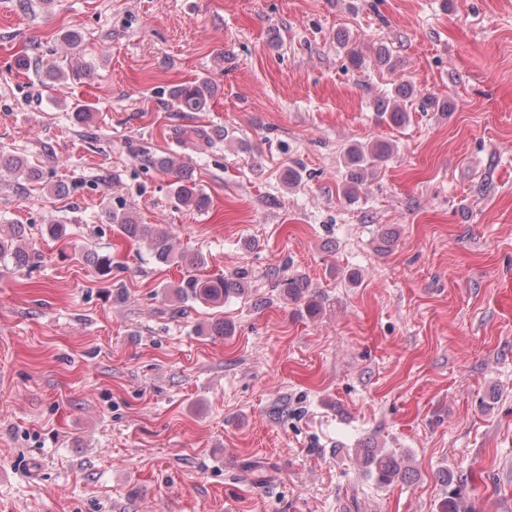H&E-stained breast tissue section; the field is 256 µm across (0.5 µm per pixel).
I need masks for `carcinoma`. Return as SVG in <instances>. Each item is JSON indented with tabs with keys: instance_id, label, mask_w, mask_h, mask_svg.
I'll use <instances>...</instances> for the list:
<instances>
[{
	"instance_id": "cac0c4a2",
	"label": "carcinoma",
	"mask_w": 512,
	"mask_h": 512,
	"mask_svg": "<svg viewBox=\"0 0 512 512\" xmlns=\"http://www.w3.org/2000/svg\"><path fill=\"white\" fill-rule=\"evenodd\" d=\"M374 63L391 72L396 71L398 61L390 51L380 46L376 49ZM170 96L177 101L186 112H201L211 97V85L206 80H199L190 86L179 85L170 91ZM415 98L422 110L427 111L436 106L433 97L421 93L412 85L401 83L394 88V94L378 99L374 110L382 121L389 125L401 126L409 118L406 101ZM394 150V145L383 140L368 143H356L350 146L343 156L344 167L348 172L347 184L342 186L343 195L350 201L357 198L360 186L387 161ZM147 163L152 167L174 175L173 194L176 202L185 208L201 211L208 207V197L184 172L183 167L172 157L151 156ZM0 168L15 174H22L27 180L41 179V170L27 161L14 155L0 154ZM106 223L121 238L138 242L146 248L154 262L160 265L178 264L185 269V274L178 282L171 285L174 292L193 300H201L206 304L222 306L231 298H241L247 292L245 274L233 278L201 279L196 274L199 267L205 264L203 255L175 247L176 233L169 224H140L125 210H112L105 214ZM27 226L24 224H8L0 227V266L23 267L38 262L40 254L25 247ZM81 258L98 273L107 274L112 271V257L101 256L90 252ZM274 287L281 289L288 297L299 300L302 298L304 280L297 277L286 280L274 279ZM363 463L374 474L380 484L389 485L406 477L398 456L381 448H365L360 453Z\"/></svg>"
}]
</instances>
